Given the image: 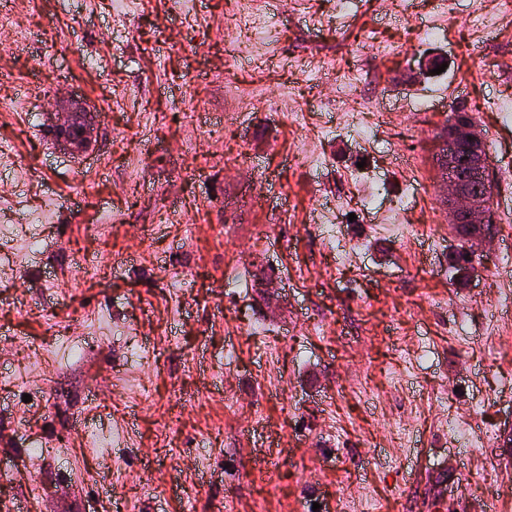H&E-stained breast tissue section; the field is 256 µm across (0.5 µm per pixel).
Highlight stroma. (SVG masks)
Here are the masks:
<instances>
[{
	"mask_svg": "<svg viewBox=\"0 0 512 512\" xmlns=\"http://www.w3.org/2000/svg\"><path fill=\"white\" fill-rule=\"evenodd\" d=\"M113 3L0 0L27 33L0 57V505L512 512V11L481 32L474 0ZM374 40L397 51L359 90L392 118L365 140L329 79ZM67 90L96 126L78 154L46 126ZM452 109L496 183L464 280Z\"/></svg>",
	"mask_w": 512,
	"mask_h": 512,
	"instance_id": "obj_1",
	"label": "stroma"
}]
</instances>
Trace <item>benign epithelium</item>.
<instances>
[{
	"mask_svg": "<svg viewBox=\"0 0 512 512\" xmlns=\"http://www.w3.org/2000/svg\"><path fill=\"white\" fill-rule=\"evenodd\" d=\"M79 111L66 114L56 125L58 141L65 148L73 144L70 132L78 131L81 143L91 140V130L87 125H78ZM468 139L484 142L481 130L473 121L452 122L451 133L444 141L443 155L448 159L444 165L448 212L453 224H491L493 223V200L495 182L489 177V160L484 158L478 164L470 162L468 157L460 158L455 152L456 144Z\"/></svg>",
	"mask_w": 512,
	"mask_h": 512,
	"instance_id": "benign-epithelium-1",
	"label": "benign epithelium"
}]
</instances>
